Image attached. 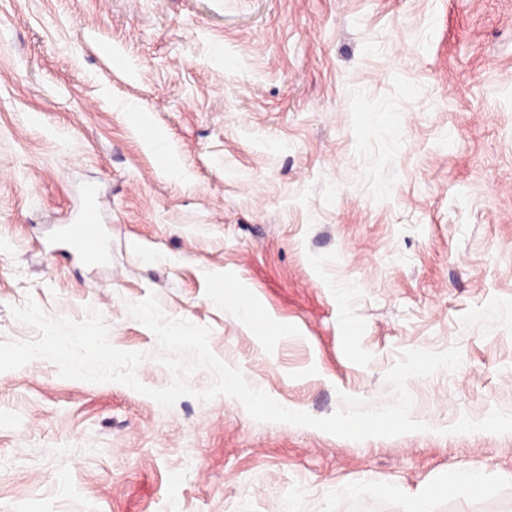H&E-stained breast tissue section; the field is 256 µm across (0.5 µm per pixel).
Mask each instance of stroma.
Masks as SVG:
<instances>
[{
	"label": "stroma",
	"mask_w": 512,
	"mask_h": 512,
	"mask_svg": "<svg viewBox=\"0 0 512 512\" xmlns=\"http://www.w3.org/2000/svg\"><path fill=\"white\" fill-rule=\"evenodd\" d=\"M151 293L319 418L405 350L462 364L409 380L427 431L356 442L37 359L0 372V512H402L459 467L483 492L431 512H512V433L447 431L512 412V0H0V341L93 309L162 388ZM68 246L90 259L99 254V228L92 216L81 224H74L69 228L67 236Z\"/></svg>",
	"instance_id": "35a3bbf8"
}]
</instances>
